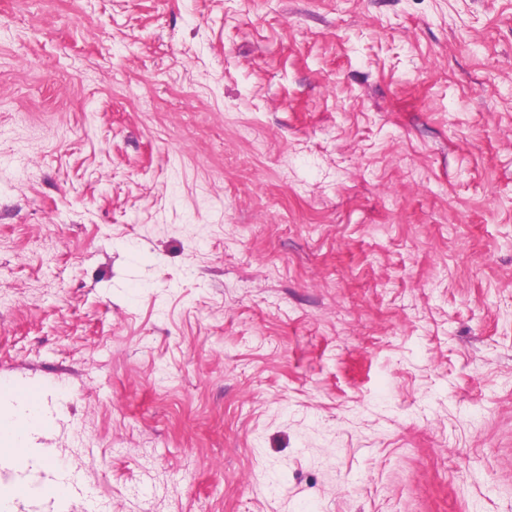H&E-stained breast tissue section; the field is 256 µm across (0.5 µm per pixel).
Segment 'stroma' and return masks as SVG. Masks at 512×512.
<instances>
[{
    "instance_id": "35a3bbf8",
    "label": "stroma",
    "mask_w": 512,
    "mask_h": 512,
    "mask_svg": "<svg viewBox=\"0 0 512 512\" xmlns=\"http://www.w3.org/2000/svg\"><path fill=\"white\" fill-rule=\"evenodd\" d=\"M69 512H512V0H0V386ZM78 489L77 481L74 477H64L43 485V493L52 501H61L70 499Z\"/></svg>"
}]
</instances>
